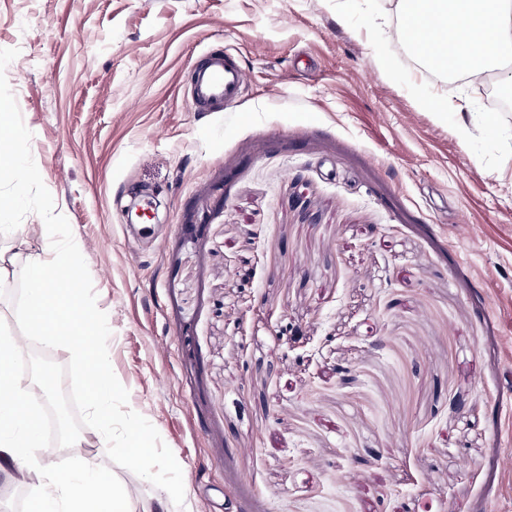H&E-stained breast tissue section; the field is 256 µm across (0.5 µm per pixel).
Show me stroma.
<instances>
[{
	"label": "stroma",
	"mask_w": 512,
	"mask_h": 512,
	"mask_svg": "<svg viewBox=\"0 0 512 512\" xmlns=\"http://www.w3.org/2000/svg\"><path fill=\"white\" fill-rule=\"evenodd\" d=\"M397 6L0 0L111 367L182 469L171 512H512V111L410 65ZM215 44L245 82L221 112L189 94ZM461 96L465 141L434 107ZM81 434L49 464L162 497Z\"/></svg>",
	"instance_id": "obj_1"
}]
</instances>
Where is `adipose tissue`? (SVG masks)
Listing matches in <instances>:
<instances>
[{
  "instance_id": "1",
  "label": "adipose tissue",
  "mask_w": 512,
  "mask_h": 512,
  "mask_svg": "<svg viewBox=\"0 0 512 512\" xmlns=\"http://www.w3.org/2000/svg\"><path fill=\"white\" fill-rule=\"evenodd\" d=\"M420 10H403L404 29L419 27L442 32L431 47L437 69L443 73L481 75L512 61V8L507 0H417ZM14 341L0 338V472L21 481L37 478L40 496L34 512H127L128 497L114 482L100 476L90 459H83L81 474L62 469L32 471L29 456L42 452L37 416L29 410L14 385Z\"/></svg>"
}]
</instances>
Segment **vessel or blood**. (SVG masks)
I'll list each match as a JSON object with an SVG mask.
<instances>
[{"mask_svg": "<svg viewBox=\"0 0 512 512\" xmlns=\"http://www.w3.org/2000/svg\"><path fill=\"white\" fill-rule=\"evenodd\" d=\"M242 84V69L235 58L212 48L194 70L191 93L200 106L219 108L240 97Z\"/></svg>", "mask_w": 512, "mask_h": 512, "instance_id": "obj_1", "label": "vessel or blood"}]
</instances>
